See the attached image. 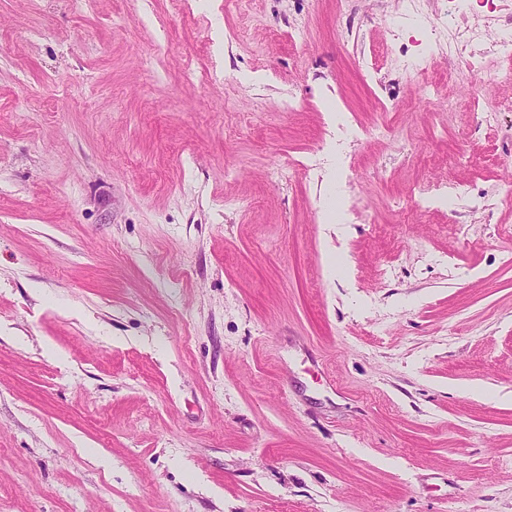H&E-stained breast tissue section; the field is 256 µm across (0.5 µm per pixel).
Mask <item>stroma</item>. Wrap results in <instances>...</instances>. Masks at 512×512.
Wrapping results in <instances>:
<instances>
[{
  "instance_id": "35a3bbf8",
  "label": "stroma",
  "mask_w": 512,
  "mask_h": 512,
  "mask_svg": "<svg viewBox=\"0 0 512 512\" xmlns=\"http://www.w3.org/2000/svg\"><path fill=\"white\" fill-rule=\"evenodd\" d=\"M401 14L0 0V512H512V112Z\"/></svg>"
}]
</instances>
